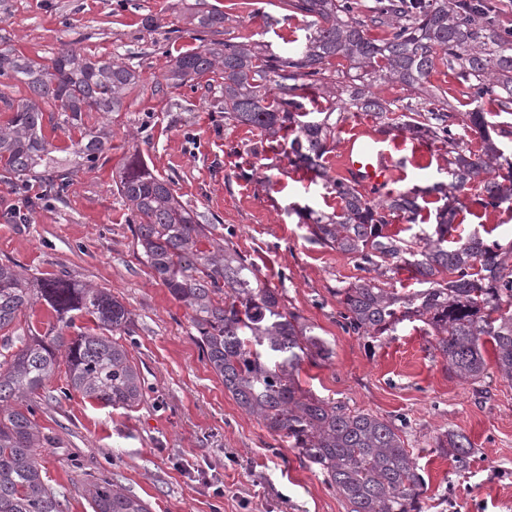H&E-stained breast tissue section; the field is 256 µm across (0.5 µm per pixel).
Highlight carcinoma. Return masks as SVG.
Instances as JSON below:
<instances>
[{
    "instance_id": "cac0c4a2",
    "label": "carcinoma",
    "mask_w": 512,
    "mask_h": 512,
    "mask_svg": "<svg viewBox=\"0 0 512 512\" xmlns=\"http://www.w3.org/2000/svg\"><path fill=\"white\" fill-rule=\"evenodd\" d=\"M288 7L310 18L309 34L292 56L229 38L223 12L200 11L191 15V23L203 33L204 45L176 57L166 80L181 86L209 74L220 76L224 119L273 141L292 132L288 161L312 170L324 189L336 192L341 212L308 209L306 219L312 241L354 259L370 274L336 289L346 331L376 338L414 318L435 337L434 349L449 374L481 382L489 341L498 372L512 380V243L489 244L476 230L451 238L460 195L473 182L480 185L474 204L512 208V153L505 154L493 139L511 136L512 130L488 121L479 109L452 112L448 101L433 93L406 103L397 116L394 103L380 92L389 83L422 90L440 59L475 98H494L507 113L512 109V31L494 25L484 6L472 0H375L367 22L359 18L355 0H288ZM368 23L389 34L369 37ZM336 58L353 70L340 87L330 81ZM0 78L28 90L0 128L5 174L18 179L44 175L60 193L70 185L72 171L43 138V105L51 102L69 113L73 125L84 112H120L139 74L120 60H94L64 46L44 62L0 48ZM305 90L335 96L336 105L322 118L302 122L298 97ZM355 112L372 115L383 132L395 130L448 147V181L430 188L444 203L435 224L412 240L390 226L397 217L414 221L423 190L370 201L350 180L335 179L322 167L336 129ZM468 130L484 142L478 154L465 142ZM109 141L104 126L84 131L73 144L76 163L95 164ZM115 184L134 215L141 257L188 311L207 364L238 407L317 466L349 512H420L424 478L418 457L405 448L402 428L301 387L302 363L331 355L314 327L288 308L278 289L261 282L237 249L217 237L215 225L199 223L172 182L155 174L140 155L125 160ZM401 263L413 268L423 285L411 296L390 287ZM36 296L58 313L62 326L0 363V512H62L42 478L35 450L46 438L35 408L27 403L55 373L58 352L65 354L68 386L86 397L124 409L144 400L141 372L123 345L95 333L64 334L78 316L92 318L102 330L124 332L132 323L131 311L101 289L61 276L44 278L34 289L17 266L1 263L0 331L10 328ZM435 451L465 467L475 448L466 434L448 431ZM88 491L96 512H148L142 500L107 479L90 482Z\"/></svg>"
}]
</instances>
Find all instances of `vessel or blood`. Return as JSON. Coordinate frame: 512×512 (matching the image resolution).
Returning a JSON list of instances; mask_svg holds the SVG:
<instances>
[{
    "instance_id": "vessel-or-blood-1",
    "label": "vessel or blood",
    "mask_w": 512,
    "mask_h": 512,
    "mask_svg": "<svg viewBox=\"0 0 512 512\" xmlns=\"http://www.w3.org/2000/svg\"><path fill=\"white\" fill-rule=\"evenodd\" d=\"M395 150V143L385 136L361 128L346 140L338 165L357 186L380 193L403 175V161L395 157Z\"/></svg>"
}]
</instances>
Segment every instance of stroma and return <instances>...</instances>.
<instances>
[{
	"mask_svg": "<svg viewBox=\"0 0 512 512\" xmlns=\"http://www.w3.org/2000/svg\"><path fill=\"white\" fill-rule=\"evenodd\" d=\"M218 9L240 41L261 42L288 55L305 40L309 21L282 0H0V47L41 61L61 44L90 58H115L140 74L122 111L82 115L44 107L42 134L60 159L70 157L82 128L108 123L111 148L80 167L62 200L28 208L25 222L8 219L22 196L0 176V263L31 280L67 275L109 291L133 314L120 336L144 379L136 409L91 401L57 372L36 397L46 441L37 451L42 476L63 512H94L84 488L103 477L139 497L150 512H348V504L301 461L287 439L243 412L203 360L184 306L140 259L134 217L112 174L140 152L168 178L181 201L247 255L262 282L282 291L289 308L328 342L327 360L304 362L303 388L330 401L395 421L406 448L418 454L426 485L423 512H512V382L488 363L478 384L450 376L421 322L406 320L378 339L345 331L337 289L364 278L349 257L309 238L297 208L330 214L340 199L291 166L285 142L224 118V92L200 79L168 86L175 56L202 42L186 16ZM406 157L394 192L446 179L445 150L395 135ZM476 185L461 195L456 233L512 241V213L474 205ZM60 326L42 300L25 309L0 354ZM449 430L465 433L476 452L466 470L434 450Z\"/></svg>",
	"mask_w": 512,
	"mask_h": 512,
	"instance_id": "35a3bbf8",
	"label": "stroma"
}]
</instances>
